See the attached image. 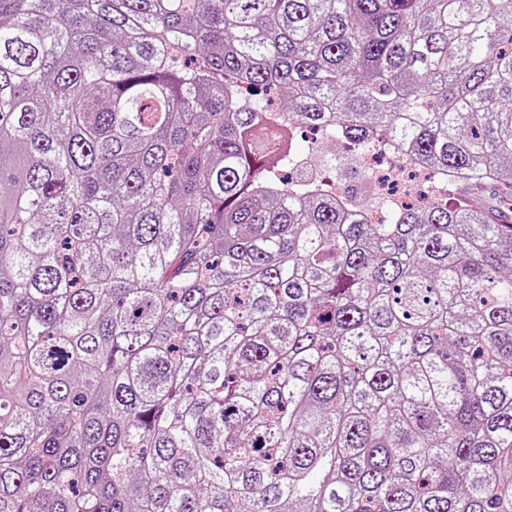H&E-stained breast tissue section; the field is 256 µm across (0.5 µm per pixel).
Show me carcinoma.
<instances>
[{"label":"carcinoma","instance_id":"cac0c4a2","mask_svg":"<svg viewBox=\"0 0 512 512\" xmlns=\"http://www.w3.org/2000/svg\"><path fill=\"white\" fill-rule=\"evenodd\" d=\"M510 212L512 0H0V512H512ZM357 154L360 165L367 175L377 184L385 180L386 184L396 183L398 192L389 195L392 200L408 201L424 194L426 201L434 202L443 196V188L431 177L425 166L416 159L399 152L393 146L383 145L381 149ZM379 149V150H378ZM386 159V167L380 169L379 161ZM412 176V177H411ZM448 199V204L457 206H469L477 201L483 205H493L495 203V195L492 191L483 190L480 194L466 186L458 183L448 185V192L445 193V200Z\"/></svg>","mask_w":512,"mask_h":512}]
</instances>
